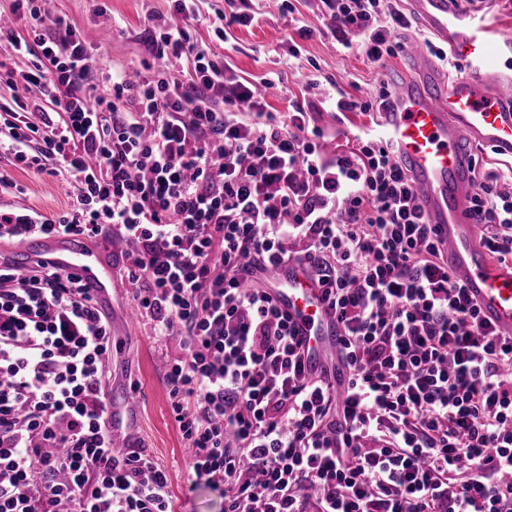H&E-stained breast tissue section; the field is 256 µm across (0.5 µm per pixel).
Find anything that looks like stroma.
Segmentation results:
<instances>
[{
    "mask_svg": "<svg viewBox=\"0 0 512 512\" xmlns=\"http://www.w3.org/2000/svg\"><path fill=\"white\" fill-rule=\"evenodd\" d=\"M193 6L205 22L190 27L192 42L228 65V74L235 79L257 84L281 76L279 86L265 92L268 110L308 106L316 125L330 135L325 144L330 151L349 149L356 134L369 128L370 119L355 113L344 121L335 118L324 102L329 86L362 97L383 85L398 88L409 73L406 55L373 63L365 56L359 36L342 44L319 0H194ZM246 7L255 13L256 23L232 27L227 40H220L215 22ZM54 14L77 30L93 60L88 79L96 84L111 68L142 72L157 66L147 49L149 19L176 16L172 0H54ZM292 45L298 56H289ZM0 171L14 182L13 189L0 192V205L46 215L68 209L72 190L66 177L17 165L6 155L0 157ZM178 352L177 341L160 345L149 327L135 321L126 330L119 356L108 366L109 382L135 394L140 442L150 458L168 471L175 512H224L218 491L193 482L191 451L172 417L166 374Z\"/></svg>",
    "mask_w": 512,
    "mask_h": 512,
    "instance_id": "obj_1",
    "label": "stroma"
}]
</instances>
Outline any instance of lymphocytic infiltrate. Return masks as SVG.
Returning a JSON list of instances; mask_svg holds the SVG:
<instances>
[{"label": "lymphocytic infiltrate", "instance_id": "f902f5d3", "mask_svg": "<svg viewBox=\"0 0 512 512\" xmlns=\"http://www.w3.org/2000/svg\"><path fill=\"white\" fill-rule=\"evenodd\" d=\"M9 36L32 69L27 100L0 105V152L68 174L63 214L0 206V240L116 230L124 275L155 341L178 337L167 386L195 480L224 512H512V337L455 283L393 144L368 130L322 153L303 107L269 112L250 82L190 41L199 22L158 19L148 44L188 58L140 80L91 59L67 25ZM338 37L377 62L411 21L394 0H322ZM44 116L30 122L26 110ZM473 207L499 261L512 257V175L479 174ZM305 259L344 330L343 394L309 377L288 314L251 263ZM110 328L79 279L0 262V512H173L148 456L116 455L101 393Z\"/></svg>", "mask_w": 512, "mask_h": 512}]
</instances>
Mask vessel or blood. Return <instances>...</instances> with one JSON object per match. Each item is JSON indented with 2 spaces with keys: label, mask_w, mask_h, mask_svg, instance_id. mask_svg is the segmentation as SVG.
<instances>
[{
  "label": "vessel or blood",
  "mask_w": 512,
  "mask_h": 512,
  "mask_svg": "<svg viewBox=\"0 0 512 512\" xmlns=\"http://www.w3.org/2000/svg\"><path fill=\"white\" fill-rule=\"evenodd\" d=\"M407 2L449 59L465 69L450 75L426 46H410L418 78L397 91L378 121L381 135L393 143L411 178L417 204L442 243L450 275L463 285L485 324L512 336V264L494 262L479 241L472 209L476 181L467 150L468 143H480L512 158V73L491 61L507 49L493 39L484 17L462 0ZM26 254L28 260L40 259L78 276L100 312L111 316L118 250H97L79 235H36L29 238ZM260 281L290 315L309 372L317 375L330 367L342 330L336 317L326 313L324 290L306 266L288 260L266 268ZM134 407L131 393L120 405L112 397L103 399L112 446L122 452L139 440Z\"/></svg>",
  "instance_id": "1"
}]
</instances>
